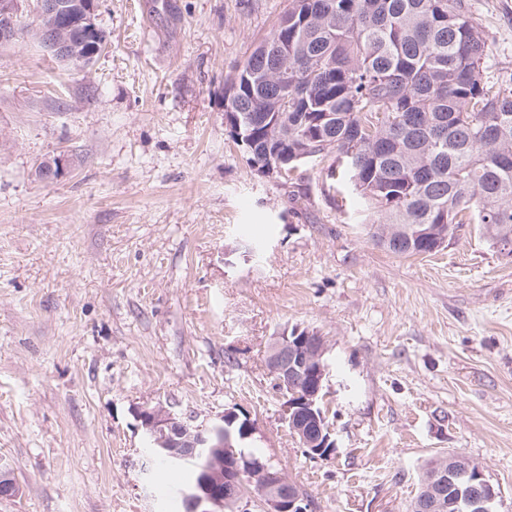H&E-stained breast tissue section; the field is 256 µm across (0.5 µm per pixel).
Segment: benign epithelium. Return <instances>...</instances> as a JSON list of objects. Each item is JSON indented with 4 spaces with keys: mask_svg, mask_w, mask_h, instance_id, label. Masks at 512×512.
I'll return each instance as SVG.
<instances>
[{
    "mask_svg": "<svg viewBox=\"0 0 512 512\" xmlns=\"http://www.w3.org/2000/svg\"><path fill=\"white\" fill-rule=\"evenodd\" d=\"M32 12L47 25L39 34L43 48L64 61L80 63L81 41L63 36L68 23V0H32ZM19 0H0V43L10 44L20 36L17 18ZM321 337L296 328L293 335L277 337L270 345L267 366L282 395V421L312 458L334 455L335 441L325 424L324 414L316 408L324 398L328 365ZM145 439L153 450L173 464L189 459L205 460L203 477L196 489L185 496L187 512H238L244 480L260 489L266 512H308V503L298 487L279 471L259 459L243 464L231 430L238 415L224 412L222 423L209 428L194 426L171 410L158 405L137 411ZM500 491L486 478L483 470L468 458L455 454L448 462L435 465V471L412 505V512H495Z\"/></svg>",
    "mask_w": 512,
    "mask_h": 512,
    "instance_id": "obj_1",
    "label": "benign epithelium"
}]
</instances>
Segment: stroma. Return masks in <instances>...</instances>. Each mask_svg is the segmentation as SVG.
I'll return each mask as SVG.
<instances>
[{"instance_id": "1", "label": "stroma", "mask_w": 512, "mask_h": 512, "mask_svg": "<svg viewBox=\"0 0 512 512\" xmlns=\"http://www.w3.org/2000/svg\"><path fill=\"white\" fill-rule=\"evenodd\" d=\"M290 2L97 0L109 39L86 68L30 29L0 46V458L22 489L0 512H183L136 417L157 405L250 419L244 452L310 512H411L451 453L512 512V256L476 224L393 254L335 156L267 176L229 136L224 85ZM464 3L487 77L511 73L512 0ZM295 327L326 344L328 460L267 369Z\"/></svg>"}]
</instances>
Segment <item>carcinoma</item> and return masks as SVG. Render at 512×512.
Segmentation results:
<instances>
[{
	"mask_svg": "<svg viewBox=\"0 0 512 512\" xmlns=\"http://www.w3.org/2000/svg\"><path fill=\"white\" fill-rule=\"evenodd\" d=\"M73 11L92 55L108 35ZM487 55L462 0H292L225 84L224 113L251 126L247 160L288 154L287 177L336 155L395 254L479 224L512 255V74L487 78Z\"/></svg>",
	"mask_w": 512,
	"mask_h": 512,
	"instance_id": "1",
	"label": "carcinoma"
}]
</instances>
